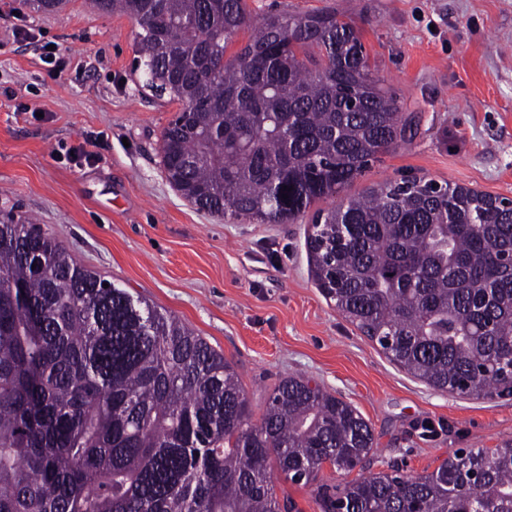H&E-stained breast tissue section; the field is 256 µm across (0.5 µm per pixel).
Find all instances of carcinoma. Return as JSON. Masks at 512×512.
Masks as SVG:
<instances>
[{
  "label": "carcinoma",
  "instance_id": "1",
  "mask_svg": "<svg viewBox=\"0 0 512 512\" xmlns=\"http://www.w3.org/2000/svg\"><path fill=\"white\" fill-rule=\"evenodd\" d=\"M91 4L137 28L135 70L180 105L160 166L213 217L294 221L415 135L418 117L374 76L346 13ZM305 249L321 294L406 373L449 394L512 395V200L384 182L318 211ZM373 444L355 407L301 375L252 425L221 352L32 219L0 215V512H298L274 473L305 485L326 463L348 474ZM317 495L321 512H512V443Z\"/></svg>",
  "mask_w": 512,
  "mask_h": 512
}]
</instances>
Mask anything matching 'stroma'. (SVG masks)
Segmentation results:
<instances>
[{"mask_svg": "<svg viewBox=\"0 0 512 512\" xmlns=\"http://www.w3.org/2000/svg\"><path fill=\"white\" fill-rule=\"evenodd\" d=\"M258 13L348 12L374 73L420 123L329 209L406 176L512 199V0H248ZM55 43L50 77L38 51ZM135 26L89 0L55 14L0 0V214L35 219L82 265L180 318L237 370L260 423L275 385L307 376L372 427L371 471H433L459 448L512 441V397L441 393L390 362L327 302L307 271L304 230L198 211L159 164L178 103L133 72Z\"/></svg>", "mask_w": 512, "mask_h": 512, "instance_id": "obj_1", "label": "stroma"}]
</instances>
